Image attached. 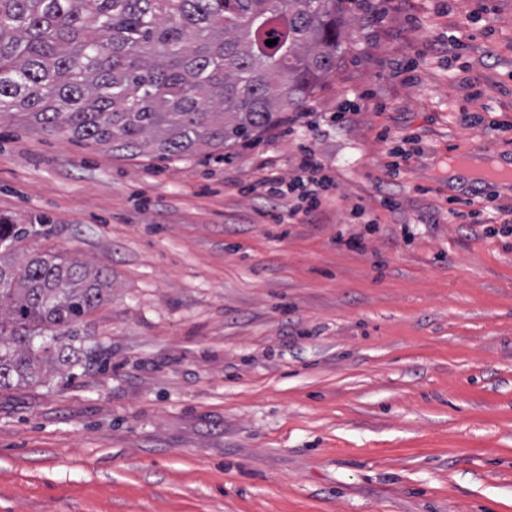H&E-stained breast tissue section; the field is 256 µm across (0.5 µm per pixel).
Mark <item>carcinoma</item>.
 Segmentation results:
<instances>
[{
    "mask_svg": "<svg viewBox=\"0 0 512 512\" xmlns=\"http://www.w3.org/2000/svg\"><path fill=\"white\" fill-rule=\"evenodd\" d=\"M360 2L0 0V117L131 155L219 150L306 102ZM24 234L0 217V391L69 369L78 325L112 292L75 258L16 269Z\"/></svg>",
    "mask_w": 512,
    "mask_h": 512,
    "instance_id": "1",
    "label": "carcinoma"
}]
</instances>
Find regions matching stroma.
Instances as JSON below:
<instances>
[{"label":"stroma","mask_w":512,"mask_h":512,"mask_svg":"<svg viewBox=\"0 0 512 512\" xmlns=\"http://www.w3.org/2000/svg\"><path fill=\"white\" fill-rule=\"evenodd\" d=\"M305 146L334 184L290 224L258 184ZM457 157L512 164V0H365L303 106L221 150L0 118L18 256L112 281L69 372L0 392V512H512V180Z\"/></svg>","instance_id":"1"}]
</instances>
